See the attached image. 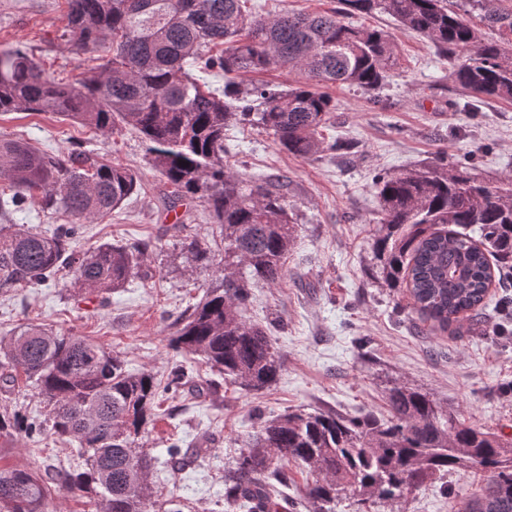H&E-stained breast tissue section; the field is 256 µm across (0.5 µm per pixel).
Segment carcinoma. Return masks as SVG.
<instances>
[{
    "instance_id": "cac0c4a2",
    "label": "carcinoma",
    "mask_w": 512,
    "mask_h": 512,
    "mask_svg": "<svg viewBox=\"0 0 512 512\" xmlns=\"http://www.w3.org/2000/svg\"><path fill=\"white\" fill-rule=\"evenodd\" d=\"M246 0H66L61 37L82 53L109 56L74 83L55 81L23 45L0 48V112H54L92 129L132 127L151 164L173 187L172 200L204 202L218 224L224 253L197 236L181 240L189 267L212 266L204 298L174 324L171 346L250 391L277 381L283 362L266 329L242 310L256 283L285 277L295 225L268 179L246 181L227 169L224 129L257 127L288 153L308 159L350 145L322 134L336 111L327 89L348 85L379 94L395 54L392 36L351 19L381 12L429 39L455 62L452 75L472 97L512 101V4L503 0H338L323 13L245 9ZM495 32L478 39L472 19ZM296 71L286 89L239 78L269 68ZM224 73V87L202 75ZM0 216L37 203L76 220L50 233L0 224V291L53 281L68 268L74 284L96 296L151 277L147 246L75 248L79 224L94 223L138 189L137 174L73 149L48 155L28 143L0 139ZM385 233L375 240L381 273L392 288L410 289L421 315L452 331L485 306L494 280L490 259L512 268V175L491 183L471 159L425 163L375 181ZM34 381L48 408L40 419L0 410V436L49 432L76 444L81 466L41 474L0 468V512H47L52 486L101 497L103 512H182L151 496L155 457L139 440L154 421L157 385L147 372L125 370L119 356L81 336L34 324L0 343V389L18 373ZM189 382L181 364L164 390ZM387 416L297 410L259 422L233 465L224 468V512H280V462L310 469L306 499L336 512L344 496L366 506L400 499L437 476L479 470L486 483L463 495L458 512H512V440L466 424L429 393L395 385Z\"/></svg>"
}]
</instances>
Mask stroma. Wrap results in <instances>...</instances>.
<instances>
[{
  "label": "stroma",
  "instance_id": "1",
  "mask_svg": "<svg viewBox=\"0 0 512 512\" xmlns=\"http://www.w3.org/2000/svg\"><path fill=\"white\" fill-rule=\"evenodd\" d=\"M65 11V0H0V44H24L56 81H75L101 54H74L61 39ZM358 23L388 32L396 51L380 101L346 85L330 90L336 112L323 135L357 142V151L301 159L261 130L225 131L233 170L270 179L296 223L284 281L253 286L244 310L248 322L269 327L283 359L276 383L259 392L225 382L199 356L169 346L173 322L199 302L212 278L211 270L180 265V233L205 237L214 253L224 249L207 205L170 203V188L134 130L103 134L51 112L0 114V138H20L54 155L79 146L138 174V192L111 215L82 224L77 247L151 239V278L131 279L103 299L68 288L64 271L54 284L0 292V341L33 322L103 345L135 373L163 380L173 364L190 366L195 390L160 401L142 440L156 458L150 491L181 501L184 512H222L224 468L255 433L259 411L381 415L386 390L404 384L432 393L468 424L512 435V312L492 306L484 315L469 312L457 334L431 331L407 289L389 287L374 258L381 219L376 175L433 161L441 150L452 160L475 155L486 180L512 175V102L487 99L470 111L469 94L427 38L385 13ZM171 439L180 441L189 464L168 466ZM78 462L72 445L49 435L0 438V465L42 470ZM485 480L477 472L446 475L370 512H456L461 493Z\"/></svg>",
  "mask_w": 512,
  "mask_h": 512
}]
</instances>
